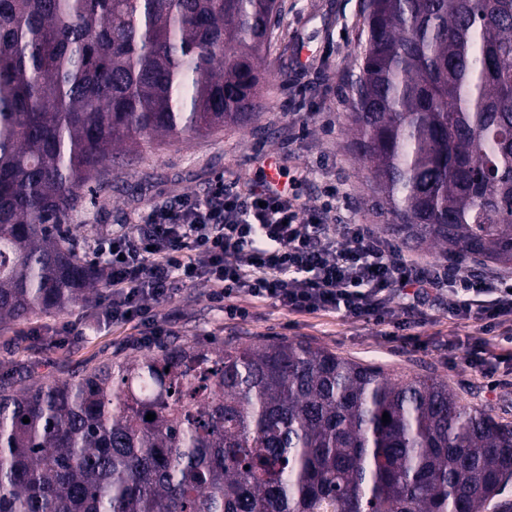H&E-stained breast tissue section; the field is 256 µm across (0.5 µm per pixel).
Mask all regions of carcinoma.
Listing matches in <instances>:
<instances>
[{
    "label": "carcinoma",
    "instance_id": "cac0c4a2",
    "mask_svg": "<svg viewBox=\"0 0 512 512\" xmlns=\"http://www.w3.org/2000/svg\"><path fill=\"white\" fill-rule=\"evenodd\" d=\"M281 8L0 0V327L101 299L67 221L108 166L252 117ZM366 11L348 119L382 231L511 269L512 0ZM511 483V422L301 341L0 382V512H502Z\"/></svg>",
    "mask_w": 512,
    "mask_h": 512
}]
</instances>
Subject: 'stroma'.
<instances>
[{
  "label": "stroma",
  "mask_w": 512,
  "mask_h": 512,
  "mask_svg": "<svg viewBox=\"0 0 512 512\" xmlns=\"http://www.w3.org/2000/svg\"><path fill=\"white\" fill-rule=\"evenodd\" d=\"M367 0H283L273 47L264 68L268 81L259 114L225 127L220 134L189 140L146 154L133 166L113 171L107 198L87 202L91 223L74 228L80 251L93 255L153 205L184 194H204L216 178L244 185L254 181L263 161L276 156L287 176L299 178L297 192L313 206L324 183H335L340 218L380 224L367 188L369 172L348 131L346 80L358 70L360 34ZM154 311L170 340L211 347L233 340L307 341L386 371L415 370L446 379L463 404L489 409L512 422V338L489 334L496 372L487 379L456 363L449 345L466 342L478 325L450 319L447 308L417 328L411 342L389 339L377 326L350 322L339 314L293 316L271 303L257 304L250 318L225 317L206 287L179 289ZM142 345L137 330L112 323L104 309L76 307L36 316L0 329V372L16 379L35 372L67 379L101 362L157 352Z\"/></svg>",
  "instance_id": "35a3bbf8"
}]
</instances>
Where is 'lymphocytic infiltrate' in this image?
<instances>
[{"label":"lymphocytic infiltrate","mask_w":512,"mask_h":512,"mask_svg":"<svg viewBox=\"0 0 512 512\" xmlns=\"http://www.w3.org/2000/svg\"><path fill=\"white\" fill-rule=\"evenodd\" d=\"M319 208L307 209L291 187L260 174L249 187L223 181L204 195L154 205L126 231L100 242L108 255L114 322H148L150 301L177 288L205 285L229 318H245L269 302L291 315L339 312L353 321L397 329V301L427 321L444 295L451 313L483 328L512 332V282L429 275L367 224H337L335 186Z\"/></svg>","instance_id":"1"}]
</instances>
